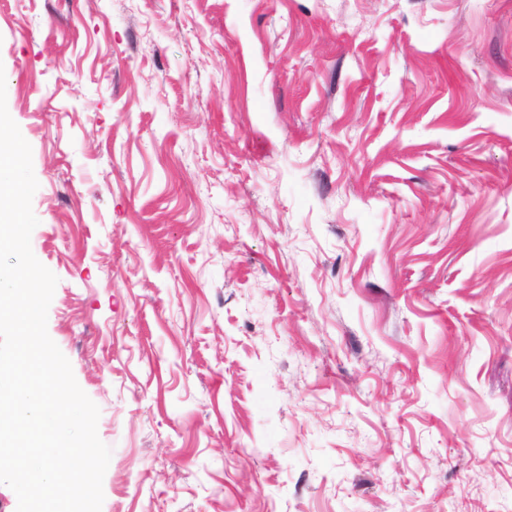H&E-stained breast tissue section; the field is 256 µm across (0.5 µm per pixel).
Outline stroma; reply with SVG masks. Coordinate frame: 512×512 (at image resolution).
Instances as JSON below:
<instances>
[{
  "mask_svg": "<svg viewBox=\"0 0 512 512\" xmlns=\"http://www.w3.org/2000/svg\"><path fill=\"white\" fill-rule=\"evenodd\" d=\"M101 512H512V0H0Z\"/></svg>",
  "mask_w": 512,
  "mask_h": 512,
  "instance_id": "35a3bbf8",
  "label": "stroma"
}]
</instances>
